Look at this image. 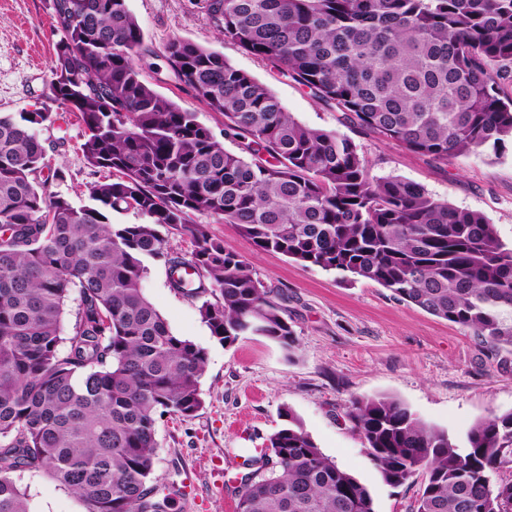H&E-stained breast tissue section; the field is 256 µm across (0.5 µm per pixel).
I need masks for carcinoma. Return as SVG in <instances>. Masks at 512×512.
I'll use <instances>...</instances> for the list:
<instances>
[{
    "instance_id": "cac0c4a2",
    "label": "carcinoma",
    "mask_w": 512,
    "mask_h": 512,
    "mask_svg": "<svg viewBox=\"0 0 512 512\" xmlns=\"http://www.w3.org/2000/svg\"><path fill=\"white\" fill-rule=\"evenodd\" d=\"M60 40L50 93L84 127L88 165L112 179L75 205L48 191L37 128L47 112L0 114V512H30L15 475L43 472L85 512H179V490L150 484L157 418L203 404L205 349L175 335L147 298L149 262L174 291L209 293L200 315L224 345L296 339L252 264L213 239L205 215L260 251L375 282L512 347V246L475 211L398 177H374L348 137L313 129L224 54L181 38L170 74L224 115V150L197 113L156 91L127 0H48ZM219 35L339 113L412 153L448 162L512 141V0H204ZM133 210L138 224H114ZM177 231L190 259L165 246ZM77 301L64 329L70 299ZM244 461L237 512H375L369 490L317 447L299 420ZM346 417L390 486L425 475L415 512H512V411L461 438L392 397L349 400Z\"/></svg>"
}]
</instances>
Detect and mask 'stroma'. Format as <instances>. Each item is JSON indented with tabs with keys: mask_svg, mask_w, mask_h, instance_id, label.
Returning a JSON list of instances; mask_svg holds the SVG:
<instances>
[{
	"mask_svg": "<svg viewBox=\"0 0 512 512\" xmlns=\"http://www.w3.org/2000/svg\"><path fill=\"white\" fill-rule=\"evenodd\" d=\"M198 0H128L153 53L142 63L153 87L198 119L238 152L224 136V117L208 111L170 77L165 44L182 38L223 53L225 59L279 99L303 125L340 130L368 159L376 177L398 176L421 185L454 207L482 213L499 238L512 245V144L501 154L486 151L441 162L414 154L359 128L340 126L299 85L265 61L224 40L197 6ZM59 35L46 0H0V113L40 111L51 121L38 136L50 168L65 172L49 182L51 192L81 204L92 172L81 144L84 128L49 91L51 61ZM212 238L239 253L272 291L292 326L294 353L257 335L229 346L214 339L203 322L201 299L176 293L163 264L154 262L142 287L172 332L207 351L200 378L203 405L192 416L166 415L156 425L157 457L151 483L159 491L180 488V512H236L246 449L265 447L292 411L320 450L372 494L376 512H414L422 482L387 485L345 416L353 396H390L427 424L464 434L489 413L512 411V350L483 348L470 331L395 299L375 283H345L335 274L305 268L287 257L256 249L228 224L207 219ZM31 512H83L80 501L43 473L19 481Z\"/></svg>",
	"mask_w": 512,
	"mask_h": 512,
	"instance_id": "stroma-1",
	"label": "stroma"
}]
</instances>
